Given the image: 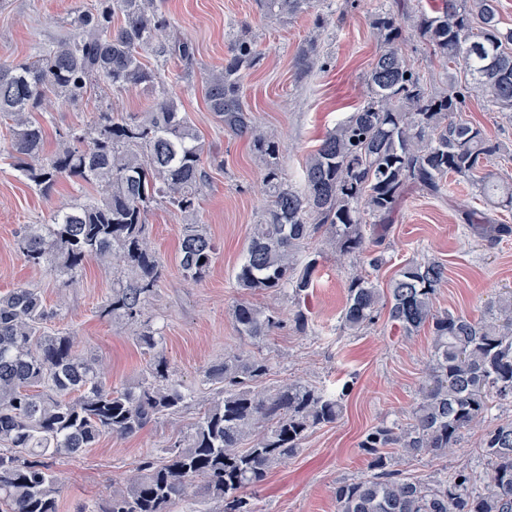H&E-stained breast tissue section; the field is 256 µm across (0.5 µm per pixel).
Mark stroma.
I'll use <instances>...</instances> for the list:
<instances>
[{"mask_svg":"<svg viewBox=\"0 0 512 512\" xmlns=\"http://www.w3.org/2000/svg\"><path fill=\"white\" fill-rule=\"evenodd\" d=\"M92 0H0V64L34 57L51 41L72 33L76 11ZM419 0H315L314 9L269 23L257 0H162L170 26L166 40L184 39L196 46L192 68L177 60L157 62L151 51L141 53L147 64H160L163 84L153 88H92L80 102L52 101L37 118L45 129V153H52L60 136L90 127L99 112L116 109L130 115L145 109L168 92L175 96L204 147L210 182L201 192L198 223L204 224L218 250L209 275L201 283L187 281L178 267L183 219L162 205L147 214L150 239L168 267L148 315L164 338L172 376L196 397L207 396L203 370L221 361L225 352L258 350L272 370L264 382L275 388L303 379L320 388L348 381L352 390L336 423L315 430L295 457L273 465L257 494L261 512H336L334 491L339 481L362 476L367 460L358 444L365 432L382 421L406 419L416 401L426 368L431 338L428 331L403 336L387 320L378 321L361 335L351 336L341 326L347 281L359 269L355 259L336 263L324 238L313 239L311 251L322 257L315 285L304 307L311 318L307 334L290 323L260 347L238 336L231 308L244 299L289 314L294 303L286 296L256 291L247 295L234 288V273L242 261L251 228L265 208L261 170L252 141L225 133L204 99L208 73L222 69L229 40L248 28L263 52L260 63L243 80V96L260 131L276 134L287 182L303 189V163L327 130L335 127L367 95L365 76L378 51L371 29L381 9H416ZM324 25H316V16ZM316 41L319 60L308 72L297 67L298 52ZM465 118L480 124L502 151L493 167L512 179V122L485 109L481 98L470 97ZM11 133L0 121V291L18 287L40 289L48 306L60 315L50 323L54 331H76L78 349L104 359L115 386L135 383L146 357L132 342L131 328L104 317L101 305L112 288V271L89 263L78 281L62 286L58 278L29 265L17 245V233L26 224H46L54 211L96 195L95 186L61 183L52 196H43L28 184L9 157ZM484 204L465 182H453L441 198L408 195L385 245L387 263L379 273L387 285L406 263L435 259L447 268L437 290L436 307L475 317L488 301L512 289V234L487 242L461 220L463 211ZM197 413L189 408L180 417L151 425L134 436L100 439L97 447L76 458L58 461L64 483L60 512H76L95 505L148 451L165 447L170 437L186 430ZM479 439L468 433L448 456H423L406 464L412 477L429 478L441 469L478 467Z\"/></svg>","mask_w":512,"mask_h":512,"instance_id":"obj_1","label":"stroma"}]
</instances>
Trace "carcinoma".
<instances>
[{"label": "carcinoma", "instance_id": "cac0c4a2", "mask_svg": "<svg viewBox=\"0 0 512 512\" xmlns=\"http://www.w3.org/2000/svg\"><path fill=\"white\" fill-rule=\"evenodd\" d=\"M261 7L280 20L314 4L262 0ZM409 19L448 66V86L428 88L403 54L398 18L378 11L368 99L307 156L301 191L282 177L276 136L257 130L244 102L243 79L262 55L257 42L236 35L224 68L205 79L208 110L225 133L251 137L268 192L235 273L239 290L308 295L318 258L301 265L298 256L321 234L336 260L352 257L380 271L386 264L380 246L405 198L442 197L450 177L471 184L489 209L512 212V183L490 169L501 147L482 127L457 118L472 91L512 117V27L502 26L498 0H440ZM74 24L77 34L31 59L0 65V118L12 122L18 171L43 195L62 179L98 185L101 193L56 212L49 224L25 225L18 247L30 265L70 283L92 260L118 270L101 315L136 327L132 341L149 359L134 386H113L101 358L75 350L76 332L46 331L54 312L38 289L0 294V512H58L63 484L56 460L76 457L106 435H135L194 402L171 379L165 337L145 318L166 273L146 219L157 200L185 218L197 214L209 180L199 136L164 91L149 111L105 112L97 126L67 135L46 155L35 113L52 96L79 101L94 84L128 90L157 84L158 70L139 59L145 47L187 64L196 49L188 41H157L170 22L156 0H94ZM463 223L492 241L512 233L484 211L463 212ZM215 254L202 225H185L178 255L185 278L203 280ZM445 279V265L428 259L404 265L386 289L363 270L347 281L345 332L360 334L384 311L406 336L428 330L431 348L410 417L363 435L358 448L369 474L337 483L336 512H512V418H489L494 406H512V290L472 318L436 309ZM232 315L238 335L256 344L282 325L279 312L248 301L236 302ZM289 320L299 334L310 330L300 306ZM270 371L267 358L237 352L207 367L203 377L213 396L200 403L188 431L141 457L97 509L79 512H175L190 496L222 512H260L254 494L271 466L298 454L315 429L336 422L348 392L343 386L329 393L304 380L262 392L258 384ZM476 427L485 470L460 468L424 480L401 469L452 452Z\"/></svg>", "mask_w": 512, "mask_h": 512}]
</instances>
